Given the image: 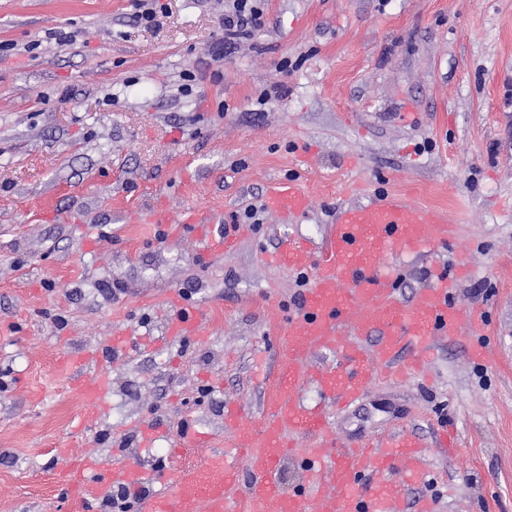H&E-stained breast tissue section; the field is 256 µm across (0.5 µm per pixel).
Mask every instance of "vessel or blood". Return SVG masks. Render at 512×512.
Masks as SVG:
<instances>
[{"label":"vessel or blood","instance_id":"b4317fda","mask_svg":"<svg viewBox=\"0 0 512 512\" xmlns=\"http://www.w3.org/2000/svg\"><path fill=\"white\" fill-rule=\"evenodd\" d=\"M267 204L275 215L288 218L308 211L313 200L283 184L270 191ZM189 228L201 252L233 244L232 238L214 234L211 225L191 212L168 226L174 237ZM450 231L443 211L423 210L402 197L383 194L343 208L316 247L282 242L272 263L314 270L315 280L303 300L302 315L290 319L279 338L276 378L262 401V426L234 420L228 425L232 456L186 463L183 455L203 447L207 436L185 425L181 442L170 451L178 465L156 473L160 489L142 499L140 512H404L406 483L428 467L423 443L395 431L339 447L325 411L306 405L302 388L314 383L331 403L350 407L365 395L377 366L395 362L404 343L427 347L436 338L449 339L475 328V321L449 302L451 285L445 277L420 289L412 303L396 297L397 272L389 257L419 253L447 240ZM202 321L199 310L181 307L169 317L166 333L195 335ZM363 336L374 338L371 352H364L359 342ZM324 351L347 356L349 367L315 365L314 356ZM95 361V355L83 353L64 362L73 373V393L91 415L105 407L110 395ZM68 457L60 472L67 488V512H95L113 485L136 487L143 480V470L106 464L93 450H72ZM291 458L299 463L303 480L295 493L285 496L278 474ZM242 466L251 480L239 493L235 486ZM368 474L375 476L374 485H364Z\"/></svg>","mask_w":512,"mask_h":512}]
</instances>
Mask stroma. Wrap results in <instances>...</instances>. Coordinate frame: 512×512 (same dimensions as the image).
Segmentation results:
<instances>
[{"mask_svg": "<svg viewBox=\"0 0 512 512\" xmlns=\"http://www.w3.org/2000/svg\"><path fill=\"white\" fill-rule=\"evenodd\" d=\"M161 2L149 27L136 0H0V512H65L62 449L155 471L185 420L212 438L193 461L229 447L226 408L261 423L302 294L268 256L381 191L453 221L436 260L396 257L400 300L463 263L451 300L480 326L436 346L427 377L381 373L328 408L332 433L422 441L405 512H512V0H263L265 28L220 62L225 0ZM288 181L312 209L264 213L227 252L148 217L221 228ZM178 305L201 330L163 340ZM117 331L131 349L114 359ZM80 352L110 388L94 418L61 367ZM444 427L455 452L435 445Z\"/></svg>", "mask_w": 512, "mask_h": 512, "instance_id": "obj_1", "label": "stroma"}]
</instances>
